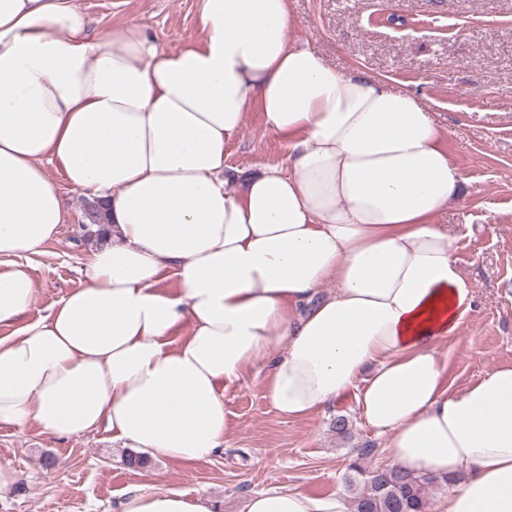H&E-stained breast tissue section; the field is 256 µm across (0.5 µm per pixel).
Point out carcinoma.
Listing matches in <instances>:
<instances>
[{
    "instance_id": "1",
    "label": "carcinoma",
    "mask_w": 512,
    "mask_h": 512,
    "mask_svg": "<svg viewBox=\"0 0 512 512\" xmlns=\"http://www.w3.org/2000/svg\"><path fill=\"white\" fill-rule=\"evenodd\" d=\"M84 236L102 239L106 234L103 203L86 204ZM370 448L357 450L345 481L352 493L354 512H427L430 480L393 468L377 471L364 465Z\"/></svg>"
}]
</instances>
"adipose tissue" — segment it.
<instances>
[{"instance_id": "ef3b65f1", "label": "adipose tissue", "mask_w": 512, "mask_h": 512, "mask_svg": "<svg viewBox=\"0 0 512 512\" xmlns=\"http://www.w3.org/2000/svg\"><path fill=\"white\" fill-rule=\"evenodd\" d=\"M198 2L203 38L167 50L132 24L89 38L77 0H0V423L206 462L225 390L266 364L282 416L353 394L390 466L441 484L433 512H512V365L454 391L438 350L474 292L433 221L465 177L432 113L293 44L289 0ZM253 104L287 167L226 165ZM47 160L106 202L108 239L25 324L37 285L16 259L64 222ZM117 512L212 505L143 484ZM242 512L352 505L272 488Z\"/></svg>"}]
</instances>
